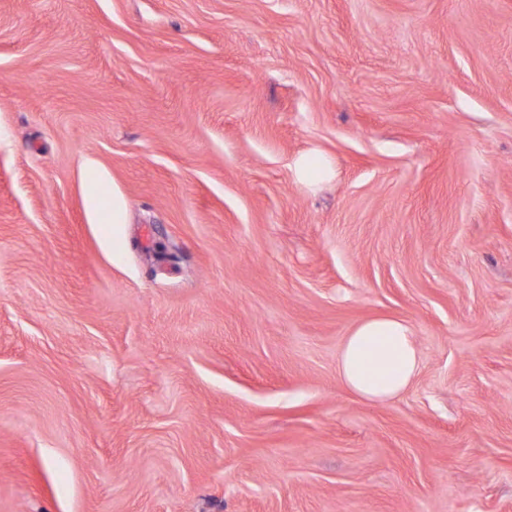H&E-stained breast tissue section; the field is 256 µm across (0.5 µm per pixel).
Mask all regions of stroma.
<instances>
[{
  "label": "stroma",
  "mask_w": 512,
  "mask_h": 512,
  "mask_svg": "<svg viewBox=\"0 0 512 512\" xmlns=\"http://www.w3.org/2000/svg\"><path fill=\"white\" fill-rule=\"evenodd\" d=\"M0 512H512V0H0ZM296 173L304 186L314 188L330 176V169L321 156L311 154L297 161ZM420 364V352L408 322L398 317H377L346 331L337 373L343 386L361 399L383 402L409 387Z\"/></svg>",
  "instance_id": "obj_1"
}]
</instances>
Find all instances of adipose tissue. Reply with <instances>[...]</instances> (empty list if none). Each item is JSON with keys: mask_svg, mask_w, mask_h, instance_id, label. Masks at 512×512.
Here are the masks:
<instances>
[{"mask_svg": "<svg viewBox=\"0 0 512 512\" xmlns=\"http://www.w3.org/2000/svg\"><path fill=\"white\" fill-rule=\"evenodd\" d=\"M420 364V352L408 322L398 317H377L346 331L337 373L343 386L361 399L383 402L409 387Z\"/></svg>", "mask_w": 512, "mask_h": 512, "instance_id": "ef3b65f1", "label": "adipose tissue"}]
</instances>
